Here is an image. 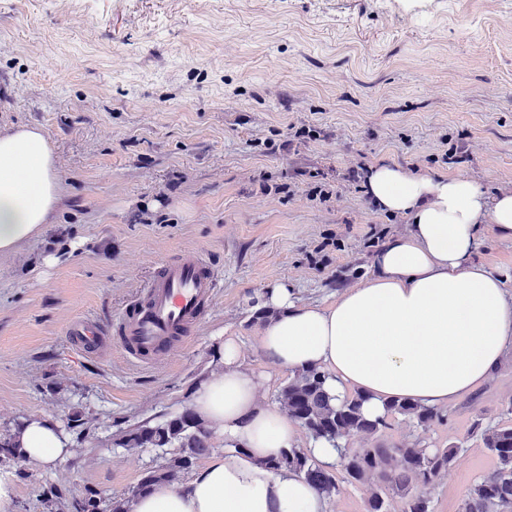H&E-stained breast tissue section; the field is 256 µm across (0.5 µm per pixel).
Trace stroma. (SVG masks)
I'll list each match as a JSON object with an SVG mask.
<instances>
[{
	"label": "stroma",
	"instance_id": "35a3bbf8",
	"mask_svg": "<svg viewBox=\"0 0 512 512\" xmlns=\"http://www.w3.org/2000/svg\"><path fill=\"white\" fill-rule=\"evenodd\" d=\"M22 125L45 132L62 189L43 232L0 257V433L35 417L68 430L56 468L14 467L15 512H47L53 482L126 497L162 453L117 434L188 408L225 337L278 404L291 373L259 354L253 303L279 283L325 306L368 277L408 224L364 191L371 167L512 190V0H0V132ZM480 238L476 260L512 292V238ZM185 251L221 286L176 352L137 365L66 336L84 317L110 328ZM447 413L391 417L380 440L460 445L432 500L461 512L494 465L480 428L512 424V348Z\"/></svg>",
	"mask_w": 512,
	"mask_h": 512
}]
</instances>
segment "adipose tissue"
<instances>
[{
	"label": "adipose tissue",
	"mask_w": 512,
	"mask_h": 512,
	"mask_svg": "<svg viewBox=\"0 0 512 512\" xmlns=\"http://www.w3.org/2000/svg\"><path fill=\"white\" fill-rule=\"evenodd\" d=\"M368 192L386 212L408 219L404 233L375 253L372 272L326 306L297 303L282 284L267 289L258 347L290 370L328 373L336 397L362 391L374 418L392 398L443 408L487 379L512 347V295L501 276L474 261L479 227L512 237V191L488 196L465 175L437 176L381 163ZM61 195L44 132L22 125L0 133V256L43 231ZM221 372L195 389L191 406L229 446L183 486L140 496L131 512H326L327 501L293 471L264 467L299 443L296 423L262 403L261 379L246 368L235 338H225ZM20 446L30 464L51 469L70 442L47 417L25 422Z\"/></svg>",
	"instance_id": "adipose-tissue-1"
}]
</instances>
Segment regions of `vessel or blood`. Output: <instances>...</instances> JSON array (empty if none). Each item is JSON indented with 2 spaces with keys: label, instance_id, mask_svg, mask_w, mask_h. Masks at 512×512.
Wrapping results in <instances>:
<instances>
[{
  "label": "vessel or blood",
  "instance_id": "1",
  "mask_svg": "<svg viewBox=\"0 0 512 512\" xmlns=\"http://www.w3.org/2000/svg\"><path fill=\"white\" fill-rule=\"evenodd\" d=\"M219 286L218 272L203 253L188 251L163 261L114 317L112 334L117 345L138 363H154L196 330ZM66 334L90 352L101 330L94 322L79 320L67 325Z\"/></svg>",
  "mask_w": 512,
  "mask_h": 512
}]
</instances>
